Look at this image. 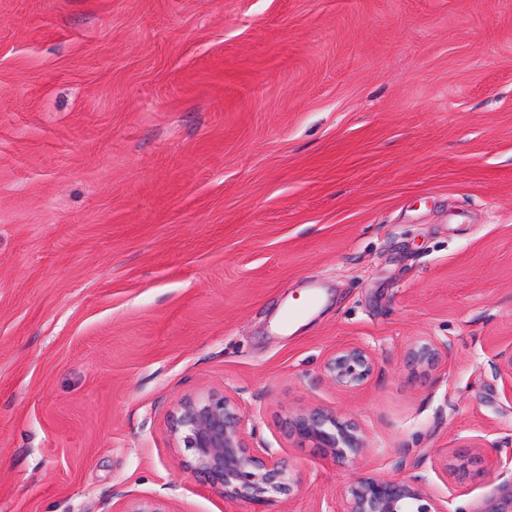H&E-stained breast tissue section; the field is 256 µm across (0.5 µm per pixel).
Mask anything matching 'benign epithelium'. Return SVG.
Listing matches in <instances>:
<instances>
[{
    "instance_id": "7a95c632",
    "label": "benign epithelium",
    "mask_w": 512,
    "mask_h": 512,
    "mask_svg": "<svg viewBox=\"0 0 512 512\" xmlns=\"http://www.w3.org/2000/svg\"><path fill=\"white\" fill-rule=\"evenodd\" d=\"M433 339L410 345L407 362L435 367L447 357ZM376 363L371 349L357 343L337 348L324 361L322 372L343 387L363 385ZM175 447L189 452L186 467L218 490L226 500L264 505L289 495L300 476L286 457L249 444L246 417L237 398L225 390L179 400L167 419ZM287 438L307 443L337 465L357 462L368 445L361 427L321 405L303 407L284 423ZM119 512H174L166 500L139 496L123 502ZM330 512H448V501L436 497L423 475L409 477L365 475L347 484L339 509ZM473 512H512V480L500 484Z\"/></svg>"
}]
</instances>
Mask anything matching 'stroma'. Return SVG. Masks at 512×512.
I'll list each match as a JSON object with an SVG mask.
<instances>
[{
    "mask_svg": "<svg viewBox=\"0 0 512 512\" xmlns=\"http://www.w3.org/2000/svg\"><path fill=\"white\" fill-rule=\"evenodd\" d=\"M510 350L512 0H0V512H251L167 431L213 389L299 471L276 512L362 473L475 512ZM310 404L362 460L283 435ZM443 349L444 354L440 344L433 339L416 341L407 350V362L417 367L438 366L448 354L447 345L443 346ZM375 363V356L367 346L347 343L325 359L322 372L336 385L358 387L367 381ZM117 512H175L172 510L170 503L166 500L150 497L139 496L128 498L123 502L121 510Z\"/></svg>",
    "mask_w": 512,
    "mask_h": 512,
    "instance_id": "1",
    "label": "stroma"
}]
</instances>
